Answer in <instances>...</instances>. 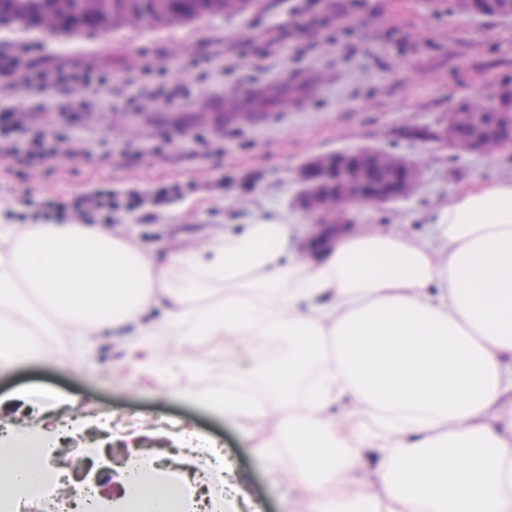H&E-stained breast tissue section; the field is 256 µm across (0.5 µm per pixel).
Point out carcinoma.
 I'll return each mask as SVG.
<instances>
[{"label": "carcinoma", "instance_id": "carcinoma-1", "mask_svg": "<svg viewBox=\"0 0 512 512\" xmlns=\"http://www.w3.org/2000/svg\"><path fill=\"white\" fill-rule=\"evenodd\" d=\"M231 0H112V21L106 28L97 26V12L87 0H0V26H22L43 29V21L51 18L54 33L80 36L95 25V31L108 30L135 21L139 24H179L202 15H221L231 12ZM470 11L497 17L512 14V0H472ZM470 112L478 125L490 120L498 111L496 97L474 99L469 106L456 108Z\"/></svg>", "mask_w": 512, "mask_h": 512}]
</instances>
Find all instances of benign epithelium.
I'll list each match as a JSON object with an SVG mask.
<instances>
[{"mask_svg":"<svg viewBox=\"0 0 512 512\" xmlns=\"http://www.w3.org/2000/svg\"><path fill=\"white\" fill-rule=\"evenodd\" d=\"M499 112L483 129L469 125V113L448 112L433 138L458 153L492 156L512 148V81L503 80L496 93ZM423 178L422 167L389 151L371 147L317 156L298 172L297 205L313 228L312 241L329 240L328 230L350 228L354 209L408 197Z\"/></svg>","mask_w":512,"mask_h":512,"instance_id":"obj_1","label":"benign epithelium"}]
</instances>
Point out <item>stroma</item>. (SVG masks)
Listing matches in <instances>:
<instances>
[{"instance_id": "1", "label": "stroma", "mask_w": 512, "mask_h": 512, "mask_svg": "<svg viewBox=\"0 0 512 512\" xmlns=\"http://www.w3.org/2000/svg\"><path fill=\"white\" fill-rule=\"evenodd\" d=\"M289 0H253L242 13L203 16L169 26L134 25L108 35L77 39L64 50V37L31 29L24 42L43 48L41 64L111 69L112 84L72 93L57 87L16 83L0 107L46 123L48 114L75 111L85 143L57 142L55 154L35 172L6 173L0 160V224L6 211L27 201L72 197L107 184L116 195L150 194L174 182L193 183L194 192L173 202L112 215L113 231L133 239L156 266L170 256L197 251L225 229L255 217L292 219L300 166L311 156L357 147L387 149L418 161L424 176L417 190L393 204L351 212L355 226H387L403 233L423 231L449 191L476 180L512 178V152L495 156L460 154L438 141L404 137L410 127H435L442 113L495 91L496 79L512 73V17L471 15L454 0H358L345 9L340 36L320 33L290 39L275 51L258 36L270 21L284 17ZM311 70L325 86L300 112L269 123L240 126L225 135L224 99L244 77L273 79ZM139 109L128 112L130 91ZM131 339L105 331L95 349L75 365L65 337H57L47 359L0 372V418L18 428H37L94 406L99 418L84 429H109L112 471L137 448L147 456L169 452L170 433L194 426L219 443L259 512H298L312 496L304 484L289 485L286 458L269 463L253 438L207 407L161 394L136 372ZM249 376L252 364L223 340L207 338L190 352L205 362L206 377H182L185 390L226 383V357ZM22 389L29 399H16Z\"/></svg>"}]
</instances>
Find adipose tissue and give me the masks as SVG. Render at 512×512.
Segmentation results:
<instances>
[{
  "label": "adipose tissue",
  "instance_id": "adipose-tissue-1",
  "mask_svg": "<svg viewBox=\"0 0 512 512\" xmlns=\"http://www.w3.org/2000/svg\"><path fill=\"white\" fill-rule=\"evenodd\" d=\"M299 222L258 219L198 253L156 267L126 236L84 224L0 225V369L42 360L32 329L41 308L91 348L102 329H131L161 391L182 395L173 356L202 336L247 348L272 407L290 412L261 435L284 448L297 481L343 484L322 512H512V178L452 191L425 232H350L309 244ZM190 277L181 287L169 271ZM223 286L224 299L207 295ZM165 298L156 320L146 311ZM288 352L269 363L257 337ZM173 356L156 354L159 343ZM372 416L378 439L361 428ZM28 449L0 446V497L38 474ZM124 512H169L166 487L124 480Z\"/></svg>",
  "mask_w": 512,
  "mask_h": 512
}]
</instances>
